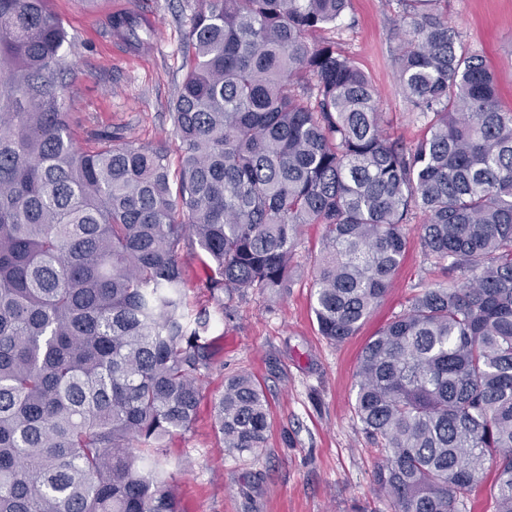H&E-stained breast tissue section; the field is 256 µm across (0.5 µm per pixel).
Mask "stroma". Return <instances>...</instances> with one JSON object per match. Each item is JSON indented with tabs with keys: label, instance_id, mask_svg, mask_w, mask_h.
<instances>
[{
	"label": "stroma",
	"instance_id": "35a3bbf8",
	"mask_svg": "<svg viewBox=\"0 0 512 512\" xmlns=\"http://www.w3.org/2000/svg\"><path fill=\"white\" fill-rule=\"evenodd\" d=\"M203 0H49L66 29L64 47L71 110L87 130L112 127L135 143L170 138L168 112L186 69L180 46ZM399 0H351L341 28L317 32L351 56L378 92L383 129L413 144L426 121L412 112L396 80L399 39L393 19ZM137 17L140 45L105 31L113 14ZM448 23L493 72L499 104L512 108V0H448ZM423 213L407 226L408 247L393 288L356 335L334 343L320 335L311 311L312 267L322 228L301 229L290 288L275 297L256 289L231 301L208 336L211 365L190 432L166 443V471L180 512H388L373 475L382 454L352 408L360 353L368 341L425 288L454 284L433 266L419 240ZM182 262L191 309H216L208 268L197 252ZM247 374L263 386L270 406L264 448L228 453L213 427V404L225 382Z\"/></svg>",
	"mask_w": 512,
	"mask_h": 512
}]
</instances>
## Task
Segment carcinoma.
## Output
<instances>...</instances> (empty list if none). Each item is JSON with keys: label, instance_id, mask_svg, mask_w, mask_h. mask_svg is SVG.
<instances>
[{"label": "carcinoma", "instance_id": "carcinoma-1", "mask_svg": "<svg viewBox=\"0 0 512 512\" xmlns=\"http://www.w3.org/2000/svg\"><path fill=\"white\" fill-rule=\"evenodd\" d=\"M48 2L0 0V512H179L163 448L191 430L210 364L181 252H202L216 294H277L300 227L321 225L311 309L342 342L392 287L416 209L425 255L463 281L421 290L361 352L374 482L390 512H460L489 464L512 512V109L448 0H400L393 20L399 87L428 125L413 145L386 136L356 62L308 39L349 0H205L172 145L107 128L81 146ZM213 413L225 450L263 448L251 376Z\"/></svg>", "mask_w": 512, "mask_h": 512}]
</instances>
